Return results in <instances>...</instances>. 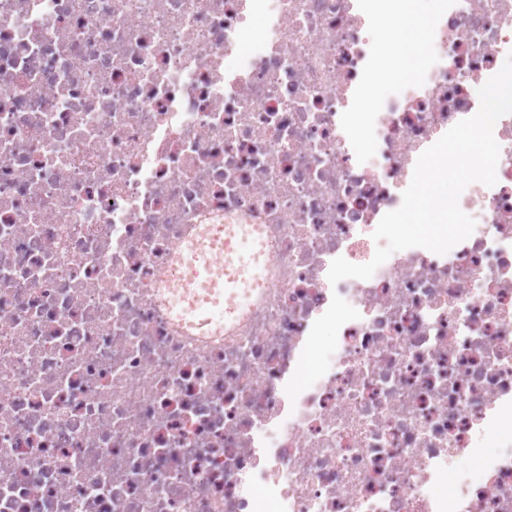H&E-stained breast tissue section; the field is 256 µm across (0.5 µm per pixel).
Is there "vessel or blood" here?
<instances>
[{
  "instance_id": "vessel-or-blood-1",
  "label": "vessel or blood",
  "mask_w": 512,
  "mask_h": 512,
  "mask_svg": "<svg viewBox=\"0 0 512 512\" xmlns=\"http://www.w3.org/2000/svg\"><path fill=\"white\" fill-rule=\"evenodd\" d=\"M223 246L226 271L212 263L214 246ZM185 287L193 289L196 300L185 304L180 290L164 288L163 306L176 324L194 329L202 336L223 332L235 310L247 303L255 288L264 283L265 261L258 240L249 229L223 241L203 239L191 232L180 248Z\"/></svg>"
}]
</instances>
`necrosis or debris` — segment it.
I'll use <instances>...</instances> for the list:
<instances>
[{
  "instance_id": "obj_1",
  "label": "necrosis or debris",
  "mask_w": 512,
  "mask_h": 512,
  "mask_svg": "<svg viewBox=\"0 0 512 512\" xmlns=\"http://www.w3.org/2000/svg\"><path fill=\"white\" fill-rule=\"evenodd\" d=\"M405 2L0 0V512H512V114L470 237L328 280L512 53V0H437L363 161L350 111L400 80ZM193 224L269 252L219 336L158 292Z\"/></svg>"
}]
</instances>
